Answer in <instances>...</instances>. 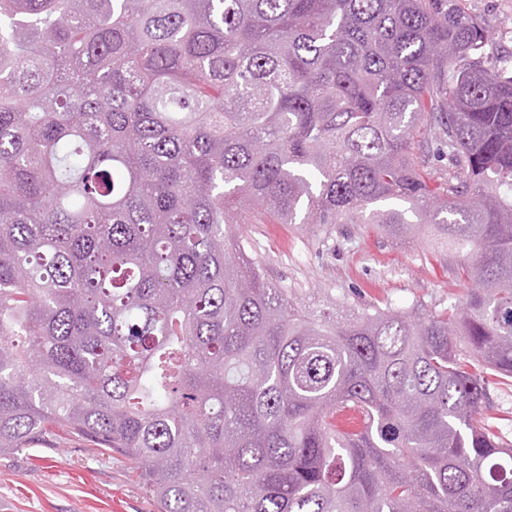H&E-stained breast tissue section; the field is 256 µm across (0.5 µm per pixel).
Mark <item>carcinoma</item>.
Returning a JSON list of instances; mask_svg holds the SVG:
<instances>
[{"instance_id": "cac0c4a2", "label": "carcinoma", "mask_w": 512, "mask_h": 512, "mask_svg": "<svg viewBox=\"0 0 512 512\" xmlns=\"http://www.w3.org/2000/svg\"><path fill=\"white\" fill-rule=\"evenodd\" d=\"M487 44L463 0H0V455L62 431L160 512H512ZM241 224L432 229L472 289L301 306ZM512 384V382H511ZM492 389V404L485 410V420L504 442L512 444V385Z\"/></svg>"}]
</instances>
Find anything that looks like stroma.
I'll use <instances>...</instances> for the list:
<instances>
[{
  "label": "stroma",
  "instance_id": "1",
  "mask_svg": "<svg viewBox=\"0 0 512 512\" xmlns=\"http://www.w3.org/2000/svg\"><path fill=\"white\" fill-rule=\"evenodd\" d=\"M490 38L512 57V0H465ZM241 230L267 279L312 305L332 295L365 306L427 313L461 307V254L421 237L392 239L370 224L332 231L303 224H245ZM0 512H157L121 456L60 435L0 455Z\"/></svg>",
  "mask_w": 512,
  "mask_h": 512
}]
</instances>
